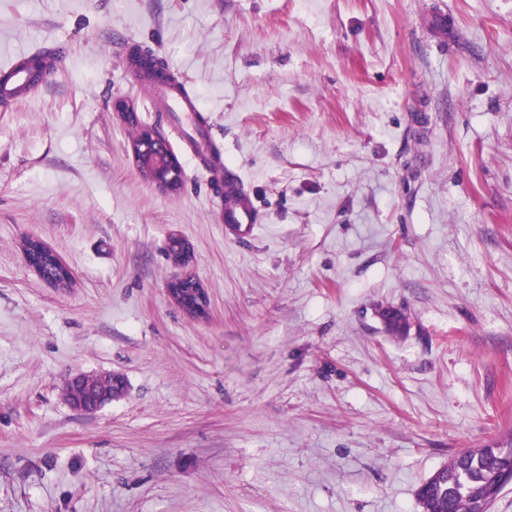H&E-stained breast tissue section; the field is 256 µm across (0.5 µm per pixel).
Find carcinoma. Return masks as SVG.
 <instances>
[{"mask_svg": "<svg viewBox=\"0 0 512 512\" xmlns=\"http://www.w3.org/2000/svg\"><path fill=\"white\" fill-rule=\"evenodd\" d=\"M132 61L150 73L162 74L165 70L164 62L150 53L136 50ZM30 255L46 278H60L62 267L52 256L35 245ZM505 474L512 476V437L458 451L419 486L417 497L423 512H476L480 501L484 502V512H492L498 494L490 495L488 490Z\"/></svg>", "mask_w": 512, "mask_h": 512, "instance_id": "cac0c4a2", "label": "carcinoma"}]
</instances>
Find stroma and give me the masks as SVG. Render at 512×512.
<instances>
[{
    "mask_svg": "<svg viewBox=\"0 0 512 512\" xmlns=\"http://www.w3.org/2000/svg\"><path fill=\"white\" fill-rule=\"evenodd\" d=\"M56 45L0 108V512H422L453 453L512 436V0H0V60ZM134 46L198 97L251 238ZM143 128L178 191L139 175ZM185 274L207 319L166 294ZM108 374L120 397L70 406ZM131 152L141 176L156 188L163 192H175L181 188V163L155 132L147 130L135 139ZM31 242H37L44 250L50 252L51 254H53L57 260L66 268L68 274H67V277L61 281L59 280H56L58 278H60V274H61V271H62V267L57 264V262L55 261V259L50 256L48 253L44 252L42 249H40L39 247H37L36 245H32L31 249H30V255H31V258L32 260L37 263L38 265L41 266L42 268V271H43V275L47 278V279H54V280H47L45 279L41 272L39 271V269L32 265V263L28 260V257H27V251L28 249L30 248V243ZM24 252H25V255L24 257L26 256L25 260L27 259L26 262H28L27 264H29L28 266L45 282L51 284V285H54L56 287H65L67 286L70 281L72 280V274H71V271L70 269L67 267V265L63 262V260L57 255L55 254L52 249L46 245L45 243L39 241V240H35V239H28L27 241H25L24 243ZM106 387L112 384V390L110 392L92 397L88 400H78L73 396V391L77 389L79 386L83 385L85 382L84 377H76L74 378L69 386H68V398L71 405L79 410L90 411L96 409L97 407L112 401L113 398L118 397L123 390L122 383L119 379L114 378L112 376H107L103 378H98Z\"/></svg>",
    "mask_w": 512,
    "mask_h": 512,
    "instance_id": "stroma-1",
    "label": "stroma"
}]
</instances>
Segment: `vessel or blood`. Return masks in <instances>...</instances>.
I'll return each instance as SVG.
<instances>
[{"label":"vessel or blood","mask_w":512,"mask_h":512,"mask_svg":"<svg viewBox=\"0 0 512 512\" xmlns=\"http://www.w3.org/2000/svg\"><path fill=\"white\" fill-rule=\"evenodd\" d=\"M22 60V54L17 53L0 66V71L10 75L9 81L0 85V101L8 103L29 95L31 77ZM143 84L153 105L177 124L184 144L202 154L214 172L223 176L225 230L237 238L253 235L259 216L252 197L239 177L225 170L222 157L214 153L210 145L212 127L203 117L197 98L180 81H158L147 77Z\"/></svg>","instance_id":"b4317fda"}]
</instances>
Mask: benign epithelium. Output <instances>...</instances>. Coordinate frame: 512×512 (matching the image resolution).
<instances>
[{
  "instance_id": "obj_1",
  "label": "benign epithelium",
  "mask_w": 512,
  "mask_h": 512,
  "mask_svg": "<svg viewBox=\"0 0 512 512\" xmlns=\"http://www.w3.org/2000/svg\"><path fill=\"white\" fill-rule=\"evenodd\" d=\"M132 157L141 176L163 192H175L182 186V166L179 159L169 149L168 145L155 132L149 130L135 139L131 146ZM169 258L176 263H184L190 256L191 248L183 238L172 235L167 241ZM192 280L184 275L168 284V298L184 314L193 319H205L209 314V298L205 288H193L191 293H185L180 284ZM85 378L76 377L68 386V398L71 405L79 410H93L119 396L123 386L119 379L112 376L101 378V382L112 386V390L92 397L79 400L73 396V391L83 385Z\"/></svg>"
}]
</instances>
